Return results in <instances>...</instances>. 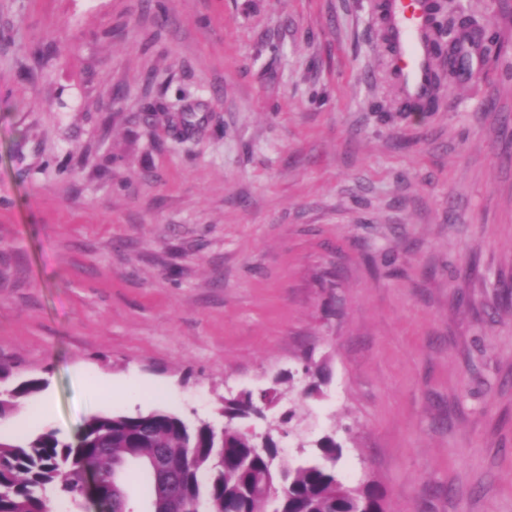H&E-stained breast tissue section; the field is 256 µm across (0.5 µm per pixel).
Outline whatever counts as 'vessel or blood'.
Instances as JSON below:
<instances>
[{
	"label": "vessel or blood",
	"instance_id": "vessel-or-blood-1",
	"mask_svg": "<svg viewBox=\"0 0 512 512\" xmlns=\"http://www.w3.org/2000/svg\"><path fill=\"white\" fill-rule=\"evenodd\" d=\"M429 0H386L383 27L402 97L426 102L434 93L435 60L428 38Z\"/></svg>",
	"mask_w": 512,
	"mask_h": 512
}]
</instances>
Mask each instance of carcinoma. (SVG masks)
<instances>
[{
    "mask_svg": "<svg viewBox=\"0 0 512 512\" xmlns=\"http://www.w3.org/2000/svg\"><path fill=\"white\" fill-rule=\"evenodd\" d=\"M449 0H430L431 48L448 75L468 74L469 46L497 63L508 47L470 16L445 17ZM10 371L0 368V417L17 399L46 385L43 379L8 384ZM258 410L246 393L224 400V426L200 420L190 424L178 414L154 409L136 414L97 413L86 417L74 439L56 430L0 442V512H50L62 497L78 506L87 474L100 477L97 506L109 512L129 497L127 466L142 470L145 497L155 512H385V494L374 482H345L339 462L343 448L336 434L320 438L316 452L301 461L275 465L277 429L255 447L252 435L236 421Z\"/></svg>",
    "mask_w": 512,
    "mask_h": 512,
    "instance_id": "cac0c4a2",
    "label": "carcinoma"
}]
</instances>
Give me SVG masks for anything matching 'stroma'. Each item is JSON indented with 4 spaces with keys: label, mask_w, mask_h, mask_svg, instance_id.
I'll use <instances>...</instances> for the list:
<instances>
[{
    "label": "stroma",
    "mask_w": 512,
    "mask_h": 512,
    "mask_svg": "<svg viewBox=\"0 0 512 512\" xmlns=\"http://www.w3.org/2000/svg\"><path fill=\"white\" fill-rule=\"evenodd\" d=\"M379 2L0 0V366L47 382L1 439L220 425L313 360L285 460L332 430L387 512H512V53L403 110Z\"/></svg>",
    "instance_id": "stroma-1"
}]
</instances>
